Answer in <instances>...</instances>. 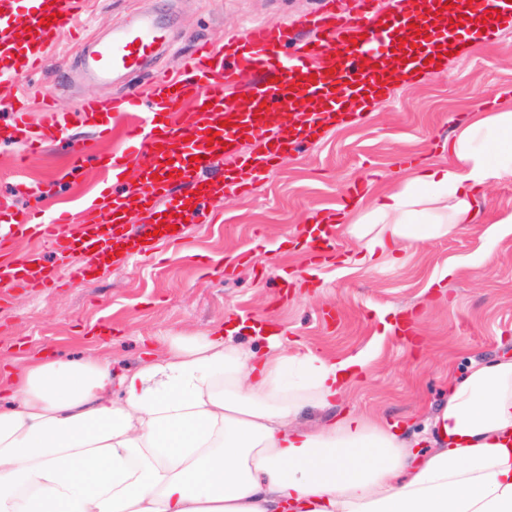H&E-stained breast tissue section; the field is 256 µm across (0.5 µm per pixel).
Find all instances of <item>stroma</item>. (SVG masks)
<instances>
[{
	"label": "stroma",
	"mask_w": 512,
	"mask_h": 512,
	"mask_svg": "<svg viewBox=\"0 0 512 512\" xmlns=\"http://www.w3.org/2000/svg\"><path fill=\"white\" fill-rule=\"evenodd\" d=\"M319 0H84L45 50L43 67L0 80V198L14 212H81L100 195L98 161L71 171V158L89 143V128H69L41 152L27 153L7 134L8 104L27 100L31 125L44 104L60 115L87 94L109 99L123 86H146L150 71L124 84L87 85L75 73L81 44L143 12L166 15L180 39L157 67L174 71L196 41L223 45L244 26L292 21L319 10ZM512 86V22L483 44L448 59L442 77L394 86L367 116L330 129L313 146L288 156L246 197L216 200L221 227L187 225L185 247L158 246L154 257L106 266L81 255L92 282L13 296L0 306V352L25 357L46 350L80 358L111 345L117 370L137 367L162 338L194 335L254 316L269 318L288 349L340 360L367 351L371 360L336 403L397 424L421 453L431 446V422L448 374L471 361L512 355V181L490 187L477 223L451 239L420 241L398 261L360 259L358 242L336 225V251L312 262L300 226L337 209L352 187L382 192L397 185L412 161L447 160L442 150L455 123ZM56 181L54 194L33 189ZM238 258L232 274L224 262Z\"/></svg>",
	"instance_id": "obj_1"
}]
</instances>
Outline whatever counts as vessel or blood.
<instances>
[{
  "instance_id": "vessel-or-blood-1",
  "label": "vessel or blood",
  "mask_w": 512,
  "mask_h": 512,
  "mask_svg": "<svg viewBox=\"0 0 512 512\" xmlns=\"http://www.w3.org/2000/svg\"><path fill=\"white\" fill-rule=\"evenodd\" d=\"M462 30L497 26V13H512V0H454ZM440 0H427L415 17L393 9L382 19L379 0H322L317 15L302 19L307 38H298L291 25L254 23L227 38L222 47L202 43L183 63L184 75L157 78L149 92L131 87L120 97L105 100L86 96L76 118L97 122L102 137L112 128L106 114L135 112L139 119L127 131L135 141L134 151L108 152L106 166L113 180H120L130 163H137L139 175L151 188L127 187L109 195L99 214L88 219L61 211L37 223L21 219L8 231L0 232V303L13 293L37 288H54L61 283L83 284L89 271L76 259L77 252L96 251L102 259L147 255L157 243L179 244L184 238L183 223L213 224L216 211L210 210L213 194L255 192L264 173L273 169L281 151L292 152L323 138L330 121L345 124L362 112L385 101L392 84L408 73L432 68L434 40L424 41L418 54H405L390 78L378 69L361 68L364 55L389 32H407L412 25L431 29ZM83 0H30L27 10H19L17 0H0V61L9 59L16 30L29 29L40 49L55 44L66 19L78 13ZM170 42L169 23L154 14H141L113 26L107 38L97 41L80 57L81 72L92 82H109L154 62ZM39 51L24 54L22 68L31 72L42 62ZM304 88L321 105L320 111L304 114L296 132L282 142L281 149L266 152L240 151L243 136L258 135L267 127L272 113L287 109L289 87ZM13 127L24 132L23 142L35 149L56 140L68 120L56 113L45 116L37 131H29L27 104H12ZM168 120L158 127L157 117ZM234 158L239 168L249 171L248 180L225 173V158ZM185 187L179 204L169 209L159 229L142 225L132 229L118 223L117 214L131 198L142 196L144 204L157 207L171 194L173 185ZM216 193H209V186ZM35 237L53 248L66 267L46 263L40 253L14 256L12 242ZM315 256L326 258L336 248L335 227L324 219L322 228L306 239Z\"/></svg>"
}]
</instances>
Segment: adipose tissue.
Instances as JSON below:
<instances>
[{
    "instance_id": "adipose-tissue-1",
    "label": "adipose tissue",
    "mask_w": 512,
    "mask_h": 512,
    "mask_svg": "<svg viewBox=\"0 0 512 512\" xmlns=\"http://www.w3.org/2000/svg\"><path fill=\"white\" fill-rule=\"evenodd\" d=\"M448 154L367 197L346 227L365 260L476 222L487 188L512 179V107L470 113ZM257 329L171 336L122 373L103 344L5 360L0 512H512V357L449 380L420 456L355 411L302 424L366 359L292 354L271 332L258 352L239 340Z\"/></svg>"
}]
</instances>
